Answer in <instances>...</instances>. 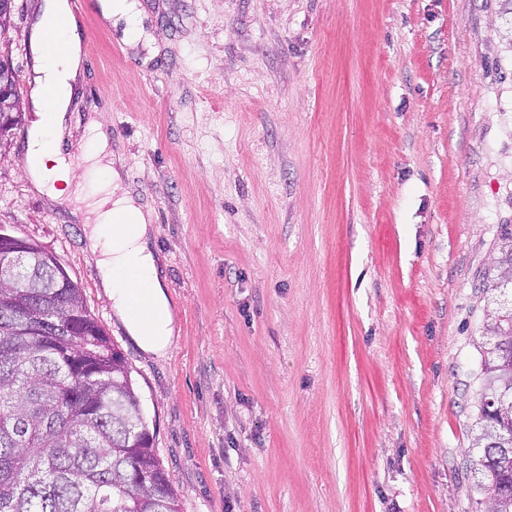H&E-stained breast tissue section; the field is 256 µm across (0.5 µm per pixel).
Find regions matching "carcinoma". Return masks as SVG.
I'll use <instances>...</instances> for the list:
<instances>
[{"instance_id": "obj_1", "label": "carcinoma", "mask_w": 512, "mask_h": 512, "mask_svg": "<svg viewBox=\"0 0 512 512\" xmlns=\"http://www.w3.org/2000/svg\"><path fill=\"white\" fill-rule=\"evenodd\" d=\"M16 83L0 53V87ZM22 119L0 112V138ZM498 240L471 465L490 512H512V224ZM0 512H182L128 359L58 257L17 235L0 239Z\"/></svg>"}]
</instances>
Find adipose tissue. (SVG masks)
Instances as JSON below:
<instances>
[{"mask_svg": "<svg viewBox=\"0 0 512 512\" xmlns=\"http://www.w3.org/2000/svg\"><path fill=\"white\" fill-rule=\"evenodd\" d=\"M68 0H42L32 37L42 54L35 68L37 119L28 141L26 176L39 193L69 206L87 224V249L95 256L101 285L139 346L166 358L174 334L173 315L158 274V258L150 247L151 213L119 185L112 148L104 124L91 119L87 130L97 144L87 161L103 176L104 198L75 204L73 186L80 177L67 150L65 132L73 81L85 48L75 33Z\"/></svg>", "mask_w": 512, "mask_h": 512, "instance_id": "1", "label": "adipose tissue"}]
</instances>
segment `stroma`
<instances>
[{
    "instance_id": "obj_1",
    "label": "stroma",
    "mask_w": 512,
    "mask_h": 512,
    "mask_svg": "<svg viewBox=\"0 0 512 512\" xmlns=\"http://www.w3.org/2000/svg\"><path fill=\"white\" fill-rule=\"evenodd\" d=\"M87 0L71 144L98 117L152 214L167 358L140 349L84 224L34 190L39 0L0 48L22 124L0 140V226L56 254L134 368L183 512H481L465 463L512 224L504 0ZM97 8L105 18L121 16L127 20L128 33L133 39H138L141 30L138 26V14L133 0H97Z\"/></svg>"
}]
</instances>
